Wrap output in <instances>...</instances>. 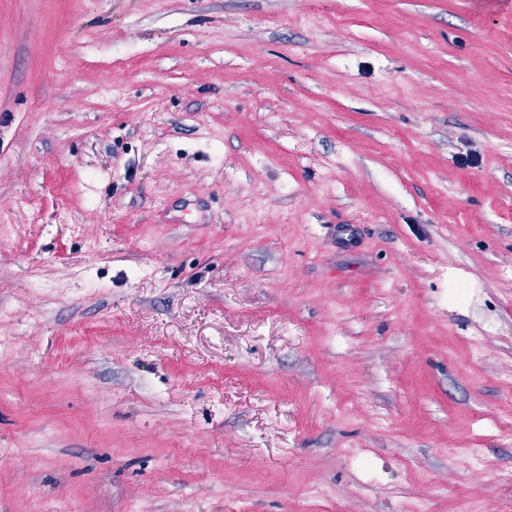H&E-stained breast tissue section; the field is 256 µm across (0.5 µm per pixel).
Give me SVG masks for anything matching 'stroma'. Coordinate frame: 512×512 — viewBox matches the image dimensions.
<instances>
[{
	"instance_id": "35a3bbf8",
	"label": "stroma",
	"mask_w": 512,
	"mask_h": 512,
	"mask_svg": "<svg viewBox=\"0 0 512 512\" xmlns=\"http://www.w3.org/2000/svg\"><path fill=\"white\" fill-rule=\"evenodd\" d=\"M0 512H512V0H0Z\"/></svg>"
}]
</instances>
